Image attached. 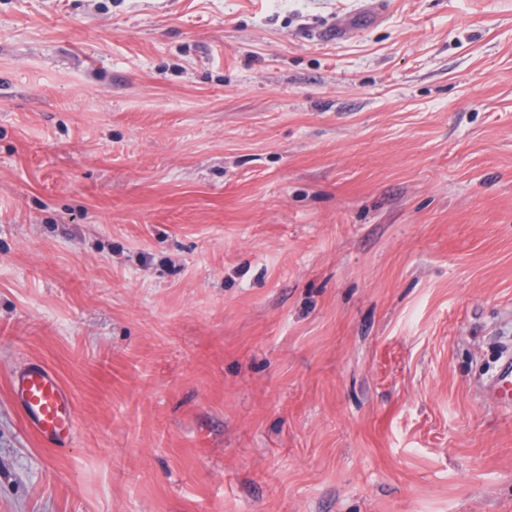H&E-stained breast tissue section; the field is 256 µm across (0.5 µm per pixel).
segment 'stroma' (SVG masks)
I'll list each match as a JSON object with an SVG mask.
<instances>
[{
  "label": "stroma",
  "instance_id": "1",
  "mask_svg": "<svg viewBox=\"0 0 512 512\" xmlns=\"http://www.w3.org/2000/svg\"><path fill=\"white\" fill-rule=\"evenodd\" d=\"M508 351L512 0H0V512H512ZM486 396L497 403L512 406V354L505 353L495 377L486 385ZM12 392L27 428L57 449L70 447L76 428L73 398L47 366L30 363L15 372Z\"/></svg>",
  "mask_w": 512,
  "mask_h": 512
}]
</instances>
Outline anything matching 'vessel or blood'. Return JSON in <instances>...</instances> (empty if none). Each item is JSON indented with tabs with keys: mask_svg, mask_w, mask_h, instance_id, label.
Instances as JSON below:
<instances>
[{
	"mask_svg": "<svg viewBox=\"0 0 512 512\" xmlns=\"http://www.w3.org/2000/svg\"><path fill=\"white\" fill-rule=\"evenodd\" d=\"M12 392L28 429L57 449L69 447L76 428L73 398L47 366L31 363L15 372ZM485 393L497 403L512 406V354H505Z\"/></svg>",
	"mask_w": 512,
	"mask_h": 512,
	"instance_id": "obj_1",
	"label": "vessel or blood"
}]
</instances>
